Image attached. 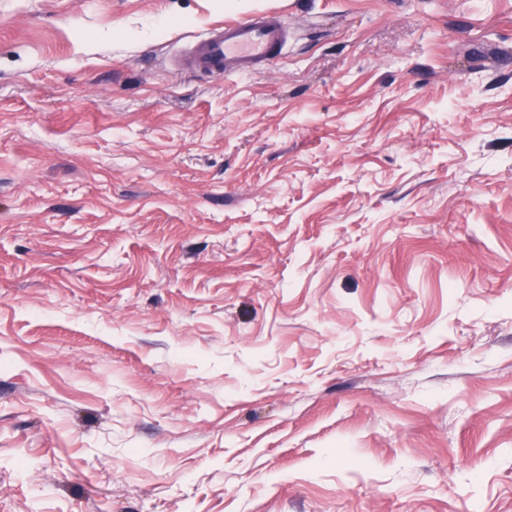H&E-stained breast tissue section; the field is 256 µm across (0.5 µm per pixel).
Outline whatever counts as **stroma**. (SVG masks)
<instances>
[{"label":"stroma","mask_w":512,"mask_h":512,"mask_svg":"<svg viewBox=\"0 0 512 512\" xmlns=\"http://www.w3.org/2000/svg\"><path fill=\"white\" fill-rule=\"evenodd\" d=\"M0 512H512V0H0ZM289 35L288 22L273 12L227 20L199 36L182 65L206 76L250 75L286 53Z\"/></svg>","instance_id":"obj_1"}]
</instances>
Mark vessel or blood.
Segmentation results:
<instances>
[{"instance_id": "obj_1", "label": "vessel or blood", "mask_w": 512, "mask_h": 512, "mask_svg": "<svg viewBox=\"0 0 512 512\" xmlns=\"http://www.w3.org/2000/svg\"><path fill=\"white\" fill-rule=\"evenodd\" d=\"M289 35L287 21L273 12L228 20L199 36L182 65L206 76L249 75L284 55Z\"/></svg>"}]
</instances>
